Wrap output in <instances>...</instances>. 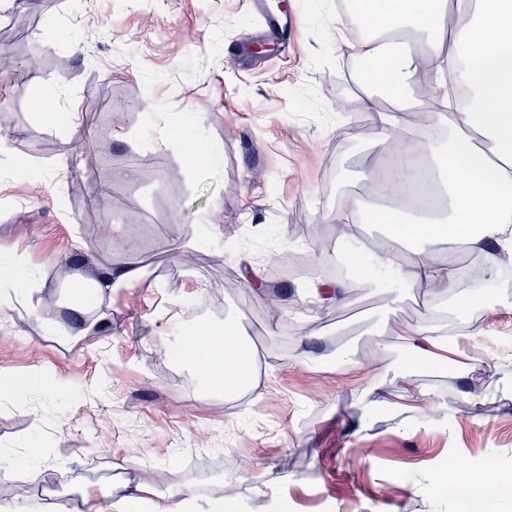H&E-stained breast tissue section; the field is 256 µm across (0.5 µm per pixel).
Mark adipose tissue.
<instances>
[{
  "mask_svg": "<svg viewBox=\"0 0 512 512\" xmlns=\"http://www.w3.org/2000/svg\"><path fill=\"white\" fill-rule=\"evenodd\" d=\"M353 18L370 31L349 43V50L368 64V92L361 99L370 112L375 147L391 166L385 181L401 200L400 218L365 214L353 194H342L336 208V253L352 267V275L317 279L307 285L313 304L339 305L363 281V261L373 258L387 278V291L423 288L443 290L466 312L468 325L461 337L451 338L435 325L384 324L371 353L384 362L397 338L409 358L396 371L395 398L434 407V393L414 389V369L450 365L461 376L476 370L475 360L459 356L460 340L475 341L484 334L483 302L487 283L512 259V0H357ZM456 72L468 89L465 105L437 113L439 140H404L399 136L411 109H374L372 86L400 98L410 87L428 97L447 96L445 71ZM383 227L385 244L358 247L366 222ZM442 239L449 250L462 249L479 258L469 287H461L462 270L455 260H431L424 246ZM409 253H402L403 245ZM188 369L219 378L225 393L247 385L257 353L244 344L232 325L205 344L183 335L169 342ZM223 356L215 371L211 360Z\"/></svg>",
  "mask_w": 512,
  "mask_h": 512,
  "instance_id": "adipose-tissue-1",
  "label": "adipose tissue"
}]
</instances>
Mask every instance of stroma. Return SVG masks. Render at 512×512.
<instances>
[{
    "label": "stroma",
    "mask_w": 512,
    "mask_h": 512,
    "mask_svg": "<svg viewBox=\"0 0 512 512\" xmlns=\"http://www.w3.org/2000/svg\"><path fill=\"white\" fill-rule=\"evenodd\" d=\"M249 0H0V259L34 271L33 304L72 297L77 281L119 270L137 252L133 287L90 296L109 324L93 336L43 331L20 304L0 303V507L111 486L147 487L139 512L198 477L213 479L196 512H466L448 495L450 464L512 476V362L495 338L512 317L487 312L490 338L467 378L417 372L439 409L380 406L392 369L371 371L384 321L462 317L447 293H388L373 276L339 307H314L307 280L336 260V198L393 210L367 179L374 130L351 134L361 90L336 80L351 61L336 0H287L296 32L234 63L252 27ZM39 74L20 81L29 55ZM183 126L165 127L170 114ZM201 135L207 157L185 140ZM135 169L136 178L121 175ZM325 220L322 240L301 227ZM301 259L308 274L279 275ZM256 271L265 297L248 288ZM280 326L269 331L270 297ZM234 322L259 358L242 394L225 399L168 354L173 313ZM111 439L112 449L100 448Z\"/></svg>",
    "instance_id": "1"
}]
</instances>
